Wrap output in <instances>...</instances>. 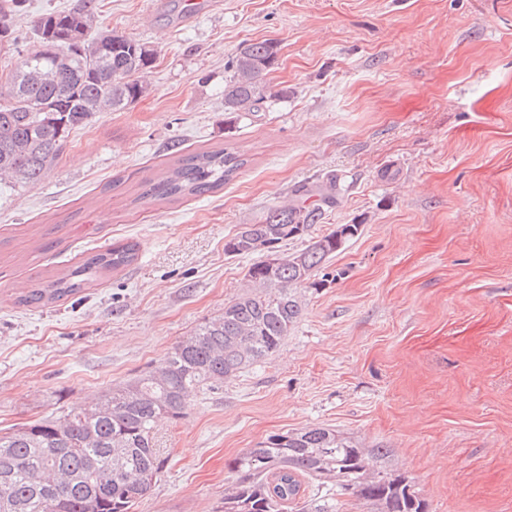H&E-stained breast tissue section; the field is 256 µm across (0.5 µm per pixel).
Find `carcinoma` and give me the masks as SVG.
<instances>
[{
	"label": "carcinoma",
	"instance_id": "cac0c4a2",
	"mask_svg": "<svg viewBox=\"0 0 512 512\" xmlns=\"http://www.w3.org/2000/svg\"><path fill=\"white\" fill-rule=\"evenodd\" d=\"M25 2L0 0V39L7 43L14 41L11 21ZM96 11L95 0H78L43 14L32 25L37 49L0 72V191L37 182L58 161L74 128L101 112H122L148 93L155 51L112 32L88 39ZM277 54L270 40L240 45L224 80V111L256 117L267 101L288 97V89L263 82ZM244 164L225 149L196 153L179 160L144 196L213 192ZM339 193L334 176L299 185L259 223L228 237L224 253L231 257L259 255L288 240L307 244L281 254L274 268L252 263L245 277L257 289L200 324L173 347L162 368L142 371L87 408L72 406L60 417L0 432V512H133L163 469L155 423L181 418L192 392L213 389L271 357L301 317L297 288L320 287L318 272L361 234V225L341 224L313 235ZM136 256L137 244H114L19 302L46 304L76 295ZM390 457L389 448H367L325 427L274 434L232 461L236 478L224 489L218 512H285L292 504L300 505L299 512H339L337 497L347 495L373 512H429L428 501ZM306 476L325 494L302 495Z\"/></svg>",
	"mask_w": 512,
	"mask_h": 512
}]
</instances>
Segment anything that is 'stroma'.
<instances>
[{
	"label": "stroma",
	"mask_w": 512,
	"mask_h": 512,
	"mask_svg": "<svg viewBox=\"0 0 512 512\" xmlns=\"http://www.w3.org/2000/svg\"><path fill=\"white\" fill-rule=\"evenodd\" d=\"M75 0H27L0 70L35 48L30 22ZM99 0L94 32L156 52L150 91L72 130L59 163L0 197V430L61 416L147 368L242 291L224 241L294 186L336 174L316 233L362 224L303 288L276 353L185 415L135 512H214L230 462L273 433L335 429L391 449L430 512H512V0ZM271 40L285 100L224 112L240 44ZM245 166L201 196L145 197L186 155ZM135 261L44 306L20 296L91 254Z\"/></svg>",
	"instance_id": "stroma-1"
}]
</instances>
